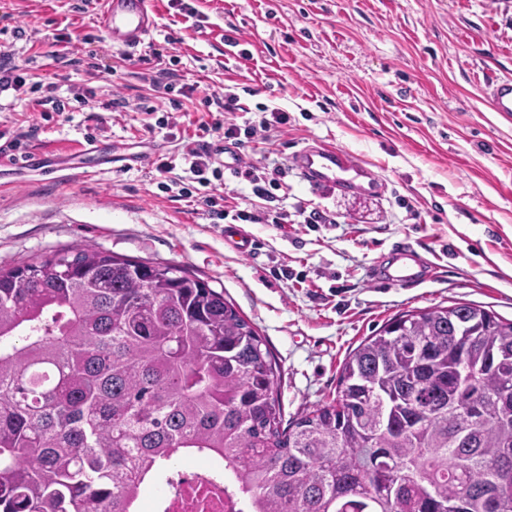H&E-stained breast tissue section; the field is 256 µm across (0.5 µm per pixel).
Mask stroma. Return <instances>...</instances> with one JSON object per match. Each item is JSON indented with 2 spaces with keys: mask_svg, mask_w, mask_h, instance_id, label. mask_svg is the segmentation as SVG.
<instances>
[{
  "mask_svg": "<svg viewBox=\"0 0 512 512\" xmlns=\"http://www.w3.org/2000/svg\"><path fill=\"white\" fill-rule=\"evenodd\" d=\"M149 41L194 91L174 136L148 133L158 114L110 112L113 91L157 96L82 0H0V54L30 82L57 83L50 119L0 99V129L28 133L34 161L0 168V268L64 247L182 266L223 292L279 367L283 422L332 401L348 354L389 319L469 302L512 319V117L494 112L492 80L512 78V0H150ZM65 30L78 66L52 58ZM236 87L234 121L260 108L288 114L279 136L241 155L268 165L318 142L359 155L382 177L378 195L313 190L289 171L273 206L329 211L332 224H254L256 249L224 244L225 221L162 192L155 170L191 139L207 98ZM92 88L97 109L76 89ZM110 137L94 171L88 137ZM407 242L432 260L418 286L372 281L374 265Z\"/></svg>",
  "mask_w": 512,
  "mask_h": 512,
  "instance_id": "1",
  "label": "stroma"
}]
</instances>
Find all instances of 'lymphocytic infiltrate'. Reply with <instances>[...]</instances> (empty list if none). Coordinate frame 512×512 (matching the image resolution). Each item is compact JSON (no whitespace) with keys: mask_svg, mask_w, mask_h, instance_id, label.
<instances>
[{"mask_svg":"<svg viewBox=\"0 0 512 512\" xmlns=\"http://www.w3.org/2000/svg\"><path fill=\"white\" fill-rule=\"evenodd\" d=\"M26 76L21 74L18 65L12 63L9 55L0 56V93H12L15 100L26 103L33 110L52 109L60 111L61 101L56 95L50 94L36 97L32 94ZM215 111L209 112L207 119L198 124L199 137L187 142L181 148L177 158L164 157L158 159L156 170L161 175L159 184L164 193L175 194L176 197L196 198L203 215L209 219H232L250 224H286L290 217L282 208H254L246 204L245 208L230 209L228 196L224 193L221 180L223 171L216 166L208 142L210 136L219 135L226 139H251L255 136L271 138L279 132L281 126L288 122L285 112L272 111L270 118L241 127L235 124L232 116L240 109L239 97L232 91L215 97Z\"/></svg>","mask_w":512,"mask_h":512,"instance_id":"1","label":"lymphocytic infiltrate"}]
</instances>
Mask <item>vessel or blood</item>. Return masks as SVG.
I'll return each instance as SVG.
<instances>
[{
    "mask_svg": "<svg viewBox=\"0 0 512 512\" xmlns=\"http://www.w3.org/2000/svg\"><path fill=\"white\" fill-rule=\"evenodd\" d=\"M98 24L113 45L134 49L143 45L157 28L156 15L149 0H101ZM489 101L494 111L512 115V79L493 82ZM302 180L314 189L344 193L382 192L381 177L354 153L341 147L318 143L295 153L291 158ZM224 242L242 255L251 254L255 240L243 227L225 233ZM432 265L413 247L400 243L374 270L376 280L391 285H418L431 275Z\"/></svg>",
    "mask_w": 512,
    "mask_h": 512,
    "instance_id": "vessel-or-blood-1",
    "label": "vessel or blood"
}]
</instances>
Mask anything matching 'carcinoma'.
Masks as SVG:
<instances>
[{
    "mask_svg": "<svg viewBox=\"0 0 512 512\" xmlns=\"http://www.w3.org/2000/svg\"><path fill=\"white\" fill-rule=\"evenodd\" d=\"M278 386L261 336L177 265L85 246L0 268V512H130L184 449L223 459L252 512H512V320L395 317L286 431Z\"/></svg>",
    "mask_w": 512,
    "mask_h": 512,
    "instance_id": "obj_1",
    "label": "carcinoma"
}]
</instances>
